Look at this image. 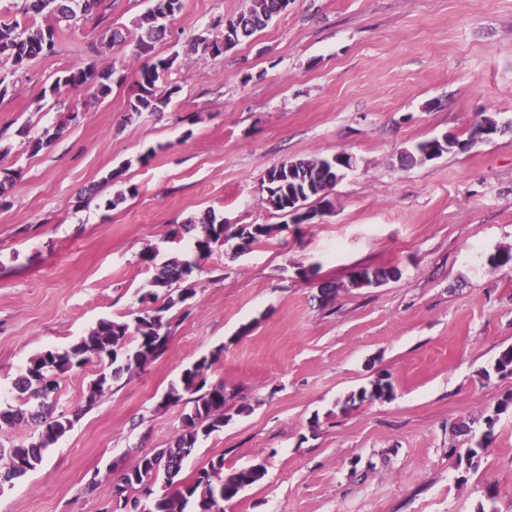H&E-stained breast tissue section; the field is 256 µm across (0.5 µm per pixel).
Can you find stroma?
Segmentation results:
<instances>
[{
  "instance_id": "1",
  "label": "stroma",
  "mask_w": 512,
  "mask_h": 512,
  "mask_svg": "<svg viewBox=\"0 0 512 512\" xmlns=\"http://www.w3.org/2000/svg\"><path fill=\"white\" fill-rule=\"evenodd\" d=\"M250 4L183 0L155 45L174 60L160 112L127 114L148 0H102L69 28L37 16L57 30L55 54L15 74L0 65V178L13 179L0 207V409L21 404L14 383L30 358L139 310L153 276L142 252L187 253L188 218L283 227L241 253L213 245L189 277L194 298L169 313L167 351L142 371L93 402L99 363L61 380L57 409L85 412L37 469L0 484V512H105L119 473L180 434L184 408L162 397L211 354L228 419L181 477L219 455L228 473L266 466L224 512H512V410L474 471L458 466L452 434L461 423L482 432L512 394V376L482 375L512 347V264L490 263L512 250V0H291L233 50L193 51ZM86 64L113 71L105 100L44 95ZM486 116L500 133L471 142ZM60 124L63 136L32 152ZM444 135L457 141L449 153L404 164ZM339 153L355 164L331 208L309 200L315 218L293 224L267 206L272 166ZM362 266L400 275L351 287ZM381 375L391 398L345 408Z\"/></svg>"
}]
</instances>
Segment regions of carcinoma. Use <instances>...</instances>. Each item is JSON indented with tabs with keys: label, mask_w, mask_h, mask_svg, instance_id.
<instances>
[{
	"label": "carcinoma",
	"mask_w": 512,
	"mask_h": 512,
	"mask_svg": "<svg viewBox=\"0 0 512 512\" xmlns=\"http://www.w3.org/2000/svg\"><path fill=\"white\" fill-rule=\"evenodd\" d=\"M25 15L28 24L23 29L11 23L0 24V63L11 64V73L24 68L32 59L51 54L57 43L56 30L42 29L35 25L33 18L43 13L53 14L66 26L92 15L100 0H26ZM182 8V0H150V6L136 22L138 35L134 39L135 57L147 58L138 70L137 92L128 103V111L133 115L142 112H158L165 107L170 96L158 93L157 82L173 64L169 58H154L155 43L164 38L167 22ZM282 13L280 0H252L250 7L236 17L226 21L229 26H239L243 34L238 41L250 38L265 29ZM68 87L89 94L94 100H103L112 92V73L101 71L92 65L73 67L49 86L48 92L56 93L60 87ZM65 125L46 129L32 139L35 153L50 147L61 137ZM455 146L443 137L434 138L417 145L416 152L406 156L410 165L424 162V151L428 147L441 156ZM341 177L329 162L321 158L301 159L283 162L271 167L266 174L268 206L283 214L288 213V201L319 199L330 204L325 192ZM201 235L194 238L195 258L182 254L173 255L157 262L158 251L148 249L141 255L142 261L153 266L156 273L149 282L150 290L145 292L140 303L143 308L131 321H118L103 318L89 332L69 347L43 351L29 361L25 373L20 376L16 388L24 396L25 402H38L35 408L21 406L0 410V429L15 427L29 422L38 427L36 437L26 444L12 448H0V457L6 455L9 466L7 477L16 479L35 470L43 462L44 452L52 447L68 431L84 412L78 408L72 411L52 412L49 397L56 393L60 379L82 368L95 359L108 362L110 372L102 371L92 381L89 388L88 405H93L97 396L109 387L110 381L124 373H135L150 361L164 354L168 347L166 328L169 321L165 313L195 295L192 288H181L179 283L189 277L198 265V260L209 255L212 245L230 240H239L242 250L262 238L280 230L277 224H248L236 226L216 221L212 213L199 218ZM189 221V225L197 223ZM396 269L385 267H361L351 276L353 288L377 287L395 277ZM219 357L214 353L203 357L182 370L178 381L164 394L162 404L183 405L187 412L182 417V433L173 445L162 448L153 454L141 456L135 466L118 475L114 487L117 493L116 507L125 512H224V503L237 498L242 490L259 482L265 475L263 463L224 474V457L209 461L199 469L194 478L183 481L179 478L184 459L190 455L200 439L224 427L227 414L224 383H210L208 371ZM512 376V348L505 349L491 368L484 370V376ZM393 384L390 378L379 376L371 387L361 389L350 400L360 403L368 399H386L392 396ZM512 407V394L503 398L485 419V429L475 435L468 428L459 429L467 436V447L456 448L458 464L465 469H476L489 446L495 440V426L498 416ZM163 480L172 492L164 493L152 500L150 506L141 507L142 498L129 496V493L142 488L149 482Z\"/></svg>",
	"instance_id": "obj_1"
}]
</instances>
